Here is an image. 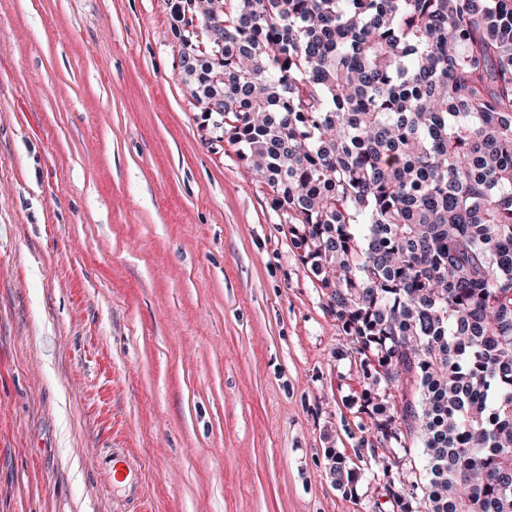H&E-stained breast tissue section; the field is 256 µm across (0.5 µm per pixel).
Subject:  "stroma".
Returning <instances> with one entry per match:
<instances>
[{
  "instance_id": "1",
  "label": "stroma",
  "mask_w": 512,
  "mask_h": 512,
  "mask_svg": "<svg viewBox=\"0 0 512 512\" xmlns=\"http://www.w3.org/2000/svg\"><path fill=\"white\" fill-rule=\"evenodd\" d=\"M168 0H0V512H397L281 212L180 75ZM99 466L110 475L113 485H122L125 502L144 499L146 487L140 479V465L128 449L112 448L111 454H101ZM329 474L338 486H345L358 482L365 475V469L356 464H350L346 457L331 451L329 454Z\"/></svg>"
}]
</instances>
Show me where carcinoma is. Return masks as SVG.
I'll return each mask as SVG.
<instances>
[{
	"label": "carcinoma",
	"instance_id": "cac0c4a2",
	"mask_svg": "<svg viewBox=\"0 0 512 512\" xmlns=\"http://www.w3.org/2000/svg\"><path fill=\"white\" fill-rule=\"evenodd\" d=\"M212 3L169 0L183 82L352 343L399 512H512V0Z\"/></svg>",
	"mask_w": 512,
	"mask_h": 512
}]
</instances>
